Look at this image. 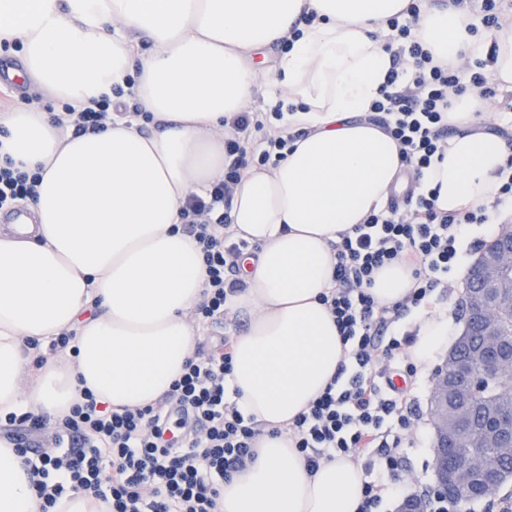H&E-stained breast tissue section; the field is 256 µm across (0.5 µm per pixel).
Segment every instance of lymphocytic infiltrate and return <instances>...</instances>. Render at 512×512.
Here are the masks:
<instances>
[{
  "label": "lymphocytic infiltrate",
  "mask_w": 512,
  "mask_h": 512,
  "mask_svg": "<svg viewBox=\"0 0 512 512\" xmlns=\"http://www.w3.org/2000/svg\"><path fill=\"white\" fill-rule=\"evenodd\" d=\"M419 12L413 4L407 17L388 19L396 46L381 96L370 107L396 141L419 194L370 215L332 243V280L319 300L336 320L345 361L288 427L312 470L324 460H362V451H371V459L362 460L359 512H380L391 480L405 467L404 439L416 426L408 398L417 376L408 354L414 337L395 336L392 328L412 310L446 297L468 226L492 221L483 212H442L436 190L423 187L426 170L448 148L449 91L469 88L490 99L496 86L483 61H434L413 35ZM51 120L77 135L97 133L112 120L111 101L66 103ZM225 124L223 180L205 195L189 197L181 209L182 230L193 237L206 267L205 291L195 308L196 321L205 328L223 321L232 297L245 290L240 261L255 250L234 236V187L249 167L277 165L300 136L277 105L233 113ZM399 262L410 269L413 286L403 301L378 305L370 292L374 275ZM232 361V340L225 337L193 354L169 394L155 403L111 410L87 391L52 424L41 415L0 414V430L34 478L41 512H55L71 491L101 502L104 512H221L225 482L256 459L255 445L264 433L226 396ZM398 376L403 386L395 385ZM174 427L182 432L181 443L165 437Z\"/></svg>",
  "instance_id": "f902f5d3"
}]
</instances>
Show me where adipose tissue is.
<instances>
[{"instance_id": "adipose-tissue-1", "label": "adipose tissue", "mask_w": 512, "mask_h": 512, "mask_svg": "<svg viewBox=\"0 0 512 512\" xmlns=\"http://www.w3.org/2000/svg\"><path fill=\"white\" fill-rule=\"evenodd\" d=\"M411 0H0V42L20 44L25 71L76 106L134 78L149 130L118 121L62 133L49 113L0 115V166L39 173L32 223L0 231V411L59 415L91 391L108 407L168 393L191 356L192 309L205 287L195 241L173 233L183 200L224 177V119L266 88L295 107L306 136L276 166L244 171L230 215L256 244L231 302L249 325L233 337L228 388L265 435L253 463L224 485L223 512H357L362 471L347 458L310 471L283 430L337 373L343 348L318 296L331 282L338 232L384 207L404 165L366 119L390 66L386 22ZM314 16L301 24L303 13ZM462 11L424 5L416 35L434 58H491L512 89V21L470 33ZM302 34L282 43L293 26ZM290 38V37H289ZM489 101L455 96V130L424 186L444 212L490 203L512 150L487 128ZM412 281L390 264L372 293L400 301ZM411 356L426 367L451 341L441 309L415 318ZM76 334L74 359L32 367L28 341ZM0 512H39L22 458L0 440Z\"/></svg>"}]
</instances>
